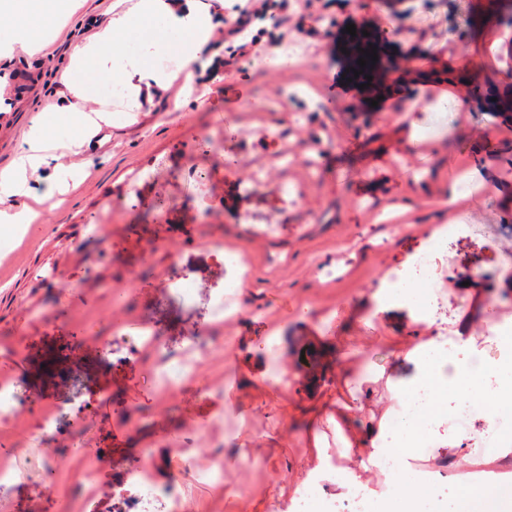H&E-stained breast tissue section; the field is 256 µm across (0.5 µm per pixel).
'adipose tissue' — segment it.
Masks as SVG:
<instances>
[{"mask_svg": "<svg viewBox=\"0 0 512 512\" xmlns=\"http://www.w3.org/2000/svg\"><path fill=\"white\" fill-rule=\"evenodd\" d=\"M149 21L167 32L190 37L191 42L184 53L188 66L205 65L213 50L209 45L210 31L214 17L207 0H185L181 13H173L165 0H137L133 9L111 13L108 19L96 25L92 40L74 42L68 55V62L62 68L57 89L62 102L53 106L51 118H38L26 134L25 149L13 158L11 163L0 170V224L14 225L16 231H26L34 220L26 209L11 206L13 198L27 193L26 174L47 164L49 159L47 132L55 129L81 127L82 135L75 142L83 147L95 135L104 122V115L91 116L81 109L87 95L86 87L72 77L78 66L97 63L103 69L119 76L121 82L133 92L152 88L169 81V74L144 65L139 58L119 53L127 35L140 21ZM413 258H406L388 271L380 280V289L375 294L383 310L389 311L403 306L417 304V289L410 275ZM435 316L429 317L425 330L417 331L403 343L395 358L402 364H410L414 372L396 390L400 404L413 405L420 392H427L434 405L446 406L449 400L469 401L485 395L487 382L507 375L512 368L508 365H492L483 357L466 327L456 325L448 317V301L436 296ZM465 346L471 356L459 360L455 354L457 346ZM470 380L471 388H463L461 380ZM340 421L346 426L347 448L370 450L372 455H385L393 459L396 468L389 476L395 498L404 501L422 500L426 486L405 480L403 463L420 437L434 440L438 446L449 447L453 461L469 458L471 449L463 437L449 435L445 416L434 415L428 429L419 431L409 426L401 434L390 432L384 422L362 424L355 418L344 415Z\"/></svg>", "mask_w": 512, "mask_h": 512, "instance_id": "adipose-tissue-1", "label": "adipose tissue"}]
</instances>
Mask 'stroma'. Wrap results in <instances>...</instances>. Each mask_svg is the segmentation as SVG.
Here are the masks:
<instances>
[{"mask_svg": "<svg viewBox=\"0 0 512 512\" xmlns=\"http://www.w3.org/2000/svg\"><path fill=\"white\" fill-rule=\"evenodd\" d=\"M110 4L86 0L59 30L45 16L41 53L14 58L7 83L15 91L0 83V167L54 103V73L69 44L91 39ZM348 15L378 40L386 63L405 66L383 99L332 84L331 73L348 72ZM321 27L333 34L335 54L289 37L293 59L271 82L258 56L229 75L188 72L187 40H159L147 23L125 49L169 55L173 78L161 96L112 97L108 73L85 67L102 87L93 109L111 113L112 127L91 147L61 151L74 174L64 193L46 197L51 169L28 172L36 222L21 237L0 232V375L25 402L19 420L0 423V455L28 470L6 493V512H119L113 484L149 457L158 482L179 473L182 512H292L307 485L309 512H321L350 494L335 425L310 426L288 410L333 413L352 397L367 414L394 410L378 374L415 326L409 309L377 312L372 294L394 260L425 250L431 227L464 212L473 229L436 256L433 285L500 359L511 341L489 331L488 310L504 303L499 323L512 326V266L503 260L512 253V113L494 100L512 66V6L492 16L484 0H351L347 14L329 9ZM486 69L497 80L476 81ZM450 89L470 98L468 111L452 116L465 137L407 145L395 105L418 101L423 122ZM477 169L494 177L490 199L443 204L442 191ZM242 248L247 285L232 292L231 314L213 320L209 298L225 279L216 252ZM177 270L190 274L192 299L160 288ZM462 270L493 273L479 303L463 300ZM125 283L130 291L116 302ZM145 317L171 347L201 326L214 345L171 407L149 381V350L121 363L107 349L116 323ZM287 361L295 367L283 384L258 379L257 367ZM208 384L223 394L207 395ZM63 395L91 408L82 435L93 455L72 454L67 438L46 441L43 414ZM175 438L204 454L222 446L223 484L197 482L170 448ZM47 447L61 459L49 486L36 467ZM89 464L100 482L74 495Z\"/></svg>", "mask_w": 512, "mask_h": 512, "instance_id": "35a3bbf8", "label": "stroma"}]
</instances>
